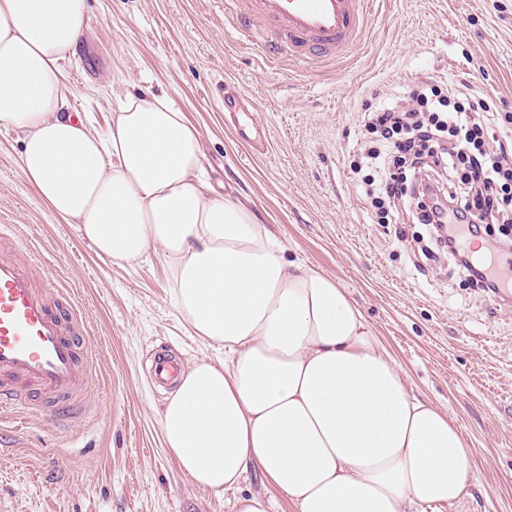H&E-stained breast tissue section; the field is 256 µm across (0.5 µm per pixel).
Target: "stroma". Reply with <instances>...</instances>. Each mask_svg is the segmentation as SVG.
I'll use <instances>...</instances> for the list:
<instances>
[{
  "label": "stroma",
  "instance_id": "obj_1",
  "mask_svg": "<svg viewBox=\"0 0 512 512\" xmlns=\"http://www.w3.org/2000/svg\"><path fill=\"white\" fill-rule=\"evenodd\" d=\"M88 4L72 110L107 129L108 97L131 84L181 105L202 133L210 188L247 201L288 260L335 276L411 393L460 427L473 468L463 512H512V307L448 259H426L423 225L377 223L349 168L365 107L407 99L421 82L467 84L512 112V0H376L364 46L279 66L226 20L224 0ZM228 83L253 100L240 121L265 128V153L225 120ZM20 138L0 133V225H20L52 284L75 292L97 376L86 425L59 431L45 411L0 430V512H230L235 492L197 487L166 448L169 393L149 372L164 350L184 366L223 350L191 335L157 256L113 264L47 208L21 174Z\"/></svg>",
  "mask_w": 512,
  "mask_h": 512
}]
</instances>
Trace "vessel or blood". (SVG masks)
Listing matches in <instances>:
<instances>
[{
	"label": "vessel or blood",
	"mask_w": 512,
	"mask_h": 512,
	"mask_svg": "<svg viewBox=\"0 0 512 512\" xmlns=\"http://www.w3.org/2000/svg\"><path fill=\"white\" fill-rule=\"evenodd\" d=\"M373 0H224V13L239 21L265 57L323 63L364 43L375 23ZM0 225V415L19 403L49 406L59 430L83 416L94 372L86 341L87 316L67 290L38 285L36 251L14 242ZM501 287L494 297L512 304V261L497 262ZM157 385L173 384L178 367L168 356L152 366Z\"/></svg>",
	"instance_id": "obj_1"
}]
</instances>
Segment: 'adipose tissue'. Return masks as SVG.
Here are the masks:
<instances>
[{
    "mask_svg": "<svg viewBox=\"0 0 512 512\" xmlns=\"http://www.w3.org/2000/svg\"><path fill=\"white\" fill-rule=\"evenodd\" d=\"M86 14L87 0H0V131L20 133L23 178L98 255L158 254L193 335L223 349L180 371L161 412L183 472L218 495L257 468L294 512H458L472 471L455 422L410 393L334 276L211 194L174 100L119 94L104 132L72 113Z\"/></svg>",
    "mask_w": 512,
    "mask_h": 512,
    "instance_id": "1",
    "label": "adipose tissue"
}]
</instances>
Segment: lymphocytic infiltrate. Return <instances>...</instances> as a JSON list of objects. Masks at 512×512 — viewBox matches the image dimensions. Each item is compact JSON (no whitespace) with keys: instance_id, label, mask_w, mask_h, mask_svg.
<instances>
[{"instance_id":"1","label":"lymphocytic infiltrate","mask_w":512,"mask_h":512,"mask_svg":"<svg viewBox=\"0 0 512 512\" xmlns=\"http://www.w3.org/2000/svg\"><path fill=\"white\" fill-rule=\"evenodd\" d=\"M412 107L393 102L365 111L362 124L373 144L352 167L381 222L399 204L429 228L426 255L448 256L487 294L498 282L488 264L463 245L487 242L489 251L512 245V113L493 111L490 99L468 89L443 92L433 83L414 91ZM504 139L490 147L492 129Z\"/></svg>"}]
</instances>
